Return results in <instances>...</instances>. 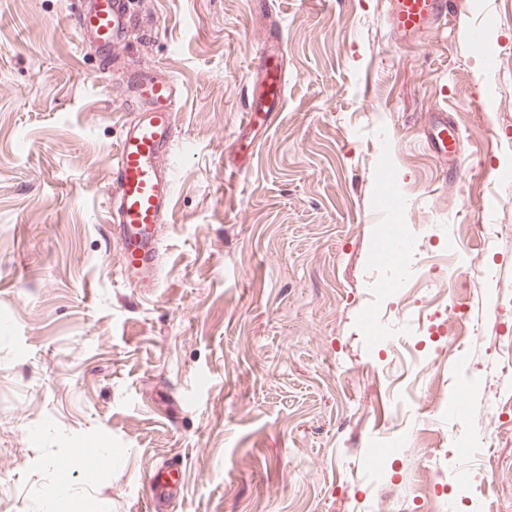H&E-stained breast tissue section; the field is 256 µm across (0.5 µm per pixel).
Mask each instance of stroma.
Returning a JSON list of instances; mask_svg holds the SVG:
<instances>
[{
	"instance_id": "obj_1",
	"label": "stroma",
	"mask_w": 512,
	"mask_h": 512,
	"mask_svg": "<svg viewBox=\"0 0 512 512\" xmlns=\"http://www.w3.org/2000/svg\"><path fill=\"white\" fill-rule=\"evenodd\" d=\"M133 3L105 62L78 0H0V512L62 478L82 512H147L175 455L166 512H512V0L407 46L388 0ZM273 22L287 93L248 129ZM139 69L183 86L146 293L107 207ZM431 145L442 159L458 158L459 137L454 127L448 125V115L438 107L428 112ZM174 471H176L177 477L173 475ZM147 481L152 489L147 505L150 512H160L163 501L181 493L182 483L179 482L178 470L169 469L162 472L156 469L151 470L147 474Z\"/></svg>"
}]
</instances>
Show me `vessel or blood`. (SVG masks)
<instances>
[{
  "instance_id": "vessel-or-blood-1",
  "label": "vessel or blood",
  "mask_w": 512,
  "mask_h": 512,
  "mask_svg": "<svg viewBox=\"0 0 512 512\" xmlns=\"http://www.w3.org/2000/svg\"><path fill=\"white\" fill-rule=\"evenodd\" d=\"M389 27L398 41L413 42L427 30L438 27L448 15L449 0H389ZM132 19L131 0H80L75 28L81 44L107 56L121 39ZM259 100L246 108L244 126L270 127L280 118L275 105L286 94L288 69L283 61L280 36L267 38L259 53ZM139 105L123 125L118 148L112 157L108 205L112 243L121 258V275L133 288L158 285L159 247L163 224L173 208L174 189L161 165L178 138L177 112L182 86L169 76L135 72ZM431 145L444 159L457 157L459 137L440 108L428 114ZM152 489L149 512H161L168 498L180 494L178 477L149 471Z\"/></svg>"
}]
</instances>
